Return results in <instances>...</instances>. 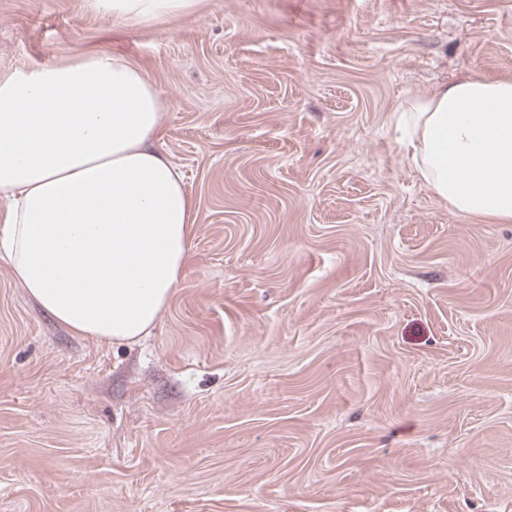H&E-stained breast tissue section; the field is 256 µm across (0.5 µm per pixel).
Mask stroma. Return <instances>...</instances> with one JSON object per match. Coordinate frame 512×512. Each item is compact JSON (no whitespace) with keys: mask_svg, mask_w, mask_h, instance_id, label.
<instances>
[{"mask_svg":"<svg viewBox=\"0 0 512 512\" xmlns=\"http://www.w3.org/2000/svg\"><path fill=\"white\" fill-rule=\"evenodd\" d=\"M97 49L165 106L190 257L114 344L0 251V512H512V223L451 212L391 118L512 78V0H197L149 27L0 0V72Z\"/></svg>","mask_w":512,"mask_h":512,"instance_id":"1","label":"stroma"}]
</instances>
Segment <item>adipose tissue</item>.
Returning <instances> with one entry per match:
<instances>
[{
	"label": "adipose tissue",
	"mask_w": 512,
	"mask_h": 512,
	"mask_svg": "<svg viewBox=\"0 0 512 512\" xmlns=\"http://www.w3.org/2000/svg\"><path fill=\"white\" fill-rule=\"evenodd\" d=\"M196 0H82L150 26ZM402 141L457 214L512 223V79L466 77L402 101ZM164 108L145 70L98 50L0 73L1 244L14 278L72 333L151 334L178 287L197 213L163 149Z\"/></svg>",
	"instance_id": "adipose-tissue-1"
}]
</instances>
